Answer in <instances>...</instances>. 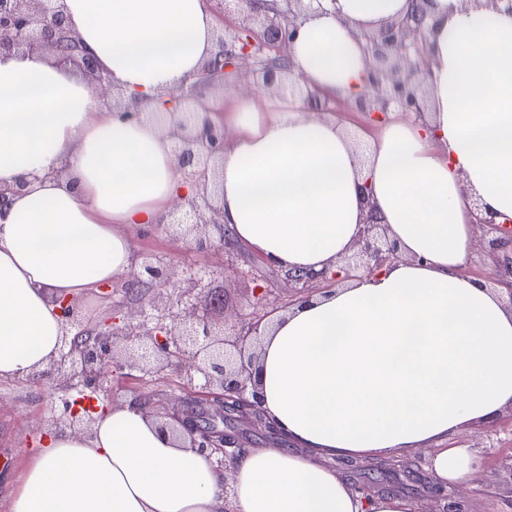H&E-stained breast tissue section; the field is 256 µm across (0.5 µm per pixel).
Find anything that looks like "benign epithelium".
Masks as SVG:
<instances>
[{"mask_svg": "<svg viewBox=\"0 0 512 512\" xmlns=\"http://www.w3.org/2000/svg\"><path fill=\"white\" fill-rule=\"evenodd\" d=\"M219 20L231 18L215 35L210 56L180 85L159 95L174 98V110L148 109L135 94L125 95L116 87L98 59L87 51L65 12L64 0H0V59L14 55L45 53L61 65L78 69L87 79L96 99L103 102L112 118L123 123L154 122L174 141L177 169L192 187V195L179 198L168 212L170 224H192L219 228L217 240L200 238L197 244L224 247L223 207L215 164L224 159L227 135L224 107L210 100L226 86L251 87L273 99L288 100L306 113L318 115L342 105L361 112L373 123H382L392 112L411 114L425 121L429 112L425 74L428 67V33L432 0H413L409 12L393 16L378 27L363 31L366 75L357 95L344 98L310 85L295 65L291 47L309 14L322 8V0H214ZM27 182L0 186V215L21 193ZM368 212L354 247V258H344L337 269L323 273L288 274L301 299L310 297L314 282L350 280L361 270L371 276L399 259V247L377 221L368 186L360 188ZM474 224L483 231L482 243L498 252L512 243V220L498 222L474 212ZM169 283L167 270L146 264L129 281L131 288H154ZM273 308L256 317L244 332L213 330L214 321L188 311L176 315L170 324L158 323L144 333L133 348L130 363L117 360L114 337L137 336L131 326L116 327L108 320L84 341L76 336L69 348L37 373L38 379L55 390L81 389L105 393L103 381L112 369L125 366L145 372L174 369L190 379L203 380L202 388L211 410L196 413L174 410L173 420L189 435L191 447L214 454L238 447L236 438L220 429L228 407L238 408L241 420L260 425L277 435L259 406L253 367L258 360V337ZM419 512H465L461 494L450 492L422 506Z\"/></svg>", "mask_w": 512, "mask_h": 512, "instance_id": "7a95c632", "label": "benign epithelium"}]
</instances>
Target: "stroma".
Returning <instances> with one entry per match:
<instances>
[{
	"label": "stroma",
	"mask_w": 512,
	"mask_h": 512,
	"mask_svg": "<svg viewBox=\"0 0 512 512\" xmlns=\"http://www.w3.org/2000/svg\"><path fill=\"white\" fill-rule=\"evenodd\" d=\"M126 233L134 251L132 271H140L142 264L150 261L164 266L174 281L192 272L202 277L200 289L185 294L166 285L152 290L160 315L168 313V298H180L186 307L196 303L200 290L219 288L224 295L225 315L241 327L266 308L287 305L294 297L295 290L282 271L232 237H225L222 249L199 248L197 237L217 236L214 227L185 237L170 232L163 224L130 226ZM127 280V275L121 274L113 278L109 292L94 288L77 294L83 328H97L115 316L129 318L138 331L153 327V320L130 317L137 295L128 288ZM107 387L112 406L136 403L157 418L185 400L193 401L196 411L205 409L200 382L189 381L182 372L146 374L125 369L112 374ZM78 396L75 390L49 391L30 379L0 381V448L11 451L8 465L0 467V512H7L9 493L26 451L35 447L45 432H68L69 408ZM448 441L475 447L480 462V471L469 490L467 512H512V413L502 412L493 421L449 436ZM331 466L355 484L363 482L366 470H373L379 492L395 493L414 503L428 500L432 477L421 451L363 461L352 467L335 459Z\"/></svg>",
	"instance_id": "1"
}]
</instances>
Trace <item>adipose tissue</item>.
Returning <instances> with one entry per match:
<instances>
[{"label":"adipose tissue","instance_id":"ef3b65f1","mask_svg":"<svg viewBox=\"0 0 512 512\" xmlns=\"http://www.w3.org/2000/svg\"><path fill=\"white\" fill-rule=\"evenodd\" d=\"M87 50L126 93L179 86L213 47L206 0H65ZM410 0H336L292 48L310 85L355 95L356 34ZM426 122L394 120L360 155L342 125L251 98L228 106L224 224L282 271L332 268L357 239L360 187L405 253L376 275L268 324L255 370L277 448L244 451L232 485L214 457L175 446L128 404L90 433L28 455L8 512H415L328 467L424 449L433 493L471 485L477 457L448 434L512 406V310L461 272L472 209L512 218V12L433 0ZM67 163L62 178L48 172ZM0 380L34 377L63 345L57 298L111 281L134 253L122 228L163 221L187 185L173 142L123 124L80 76L39 55L0 61Z\"/></svg>","mask_w":512,"mask_h":512}]
</instances>
